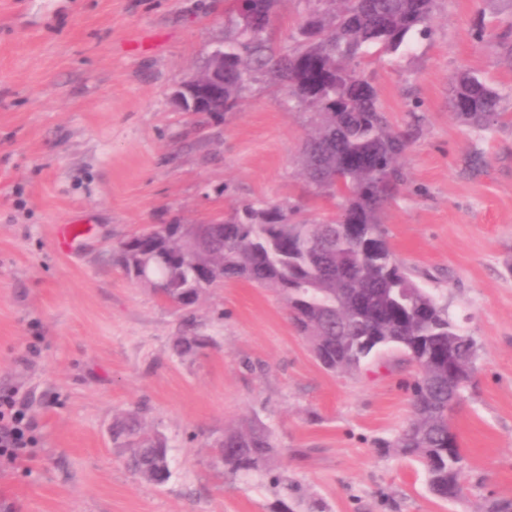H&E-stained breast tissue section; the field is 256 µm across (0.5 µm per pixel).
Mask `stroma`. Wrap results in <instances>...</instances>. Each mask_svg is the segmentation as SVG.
<instances>
[{"mask_svg": "<svg viewBox=\"0 0 512 512\" xmlns=\"http://www.w3.org/2000/svg\"><path fill=\"white\" fill-rule=\"evenodd\" d=\"M510 28L512 0H438L431 37L371 67L389 124L412 131L386 237L478 348L452 419L465 489L444 503L390 447L416 378L405 354L326 371L282 297L238 283L194 306L212 344L181 357L182 314L112 260L150 224L257 201L336 209L297 164L309 112L267 77L226 116L175 111L176 80L235 30L229 0H0V392L20 389L38 436L28 459L0 467V512H270L268 479L213 467L214 439L250 418L273 432L295 512L512 499V114L480 134L448 108L464 70L512 98L498 48ZM75 220L94 233L60 254L55 227ZM130 410L167 439L163 485L133 475L112 441Z\"/></svg>", "mask_w": 512, "mask_h": 512, "instance_id": "stroma-1", "label": "stroma"}]
</instances>
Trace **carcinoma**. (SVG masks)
Returning <instances> with one entry per match:
<instances>
[{
  "mask_svg": "<svg viewBox=\"0 0 512 512\" xmlns=\"http://www.w3.org/2000/svg\"><path fill=\"white\" fill-rule=\"evenodd\" d=\"M276 2L251 0L247 18L233 10L224 71L209 63L203 77L221 90L213 103L226 113L237 111L258 74L273 76L311 111L302 176L316 195L336 200V213L312 221L299 204L249 203L222 224L152 225L115 245L113 258L131 279L160 284L154 292L189 326V309L206 293L193 282L197 265L212 271L211 286L244 281L277 290L329 372L357 370L383 346L403 350L418 376L411 418L392 447L421 465L433 496L456 500L463 456L448 447V428L468 381L453 376L448 355L471 375L478 349L387 241L381 214L405 182L410 133L387 123L367 73L374 58L398 55L408 37L430 35L437 0H306V18L285 49L267 35ZM503 102L469 71L451 84V111L476 131L501 122ZM209 345L200 334L175 340L180 356ZM112 439L127 450L132 473L156 485L170 479L166 439L137 414L115 418ZM215 449L219 470L231 476L266 469L276 455L271 430L257 419L224 432Z\"/></svg>",
  "mask_w": 512,
  "mask_h": 512,
  "instance_id": "obj_1",
  "label": "carcinoma"
}]
</instances>
